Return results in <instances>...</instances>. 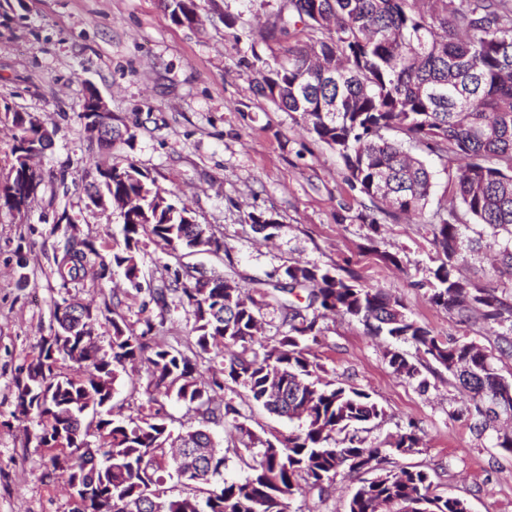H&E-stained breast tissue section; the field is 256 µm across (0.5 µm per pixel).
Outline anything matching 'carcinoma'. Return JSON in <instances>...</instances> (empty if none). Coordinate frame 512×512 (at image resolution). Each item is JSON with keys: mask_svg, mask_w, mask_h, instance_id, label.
<instances>
[{"mask_svg": "<svg viewBox=\"0 0 512 512\" xmlns=\"http://www.w3.org/2000/svg\"><path fill=\"white\" fill-rule=\"evenodd\" d=\"M163 4L174 23L193 26L198 0ZM298 24L309 39L288 47L283 60L261 62L260 90L279 110L299 115L342 158L350 185L393 215L422 214L433 186L432 168L409 149L459 162L451 202L430 221L438 261L433 279L413 286L426 289L428 300L457 322L494 337L497 351L433 335L407 316L398 297L333 268L293 262L258 299L227 280L222 287L198 279L188 286L176 268L152 299L164 304L167 294H181L196 355H222L223 379L206 384L186 354L150 343V319L136 335L117 312L121 302L95 310L112 328L103 351L84 335L86 305L64 298L55 305L58 328L16 378V388L20 411L39 419L38 446L60 449L68 481L101 486L72 512H290L301 488L322 499L343 470L370 474L359 480L348 512H470L466 500L435 493L427 471L396 465L403 449L420 444L416 424L365 445L361 433L383 419V409L361 388L322 380L321 366L309 358L308 342L317 341L329 312L414 347L413 356L391 349L386 359L419 388H427L422 370L431 364L447 371L469 395L457 417L491 432L494 447L512 454V430L499 428L502 419H512V378L502 374L504 360L512 358V294L471 287L456 276L464 252L479 245L465 238L471 220L494 235L508 233L497 272L512 278V0H288V14L270 37L286 36ZM12 122L19 131L15 163L0 195L9 209L19 207L38 178L22 158L47 137L22 112L12 113ZM96 173L86 184L88 198L133 203L122 216L123 243L100 264L97 279L119 270L127 289L141 291L137 251L145 234L175 250L224 249L213 234H195L186 223L187 206L135 165L116 162ZM253 223L267 239L279 228L262 212ZM88 251L94 248L86 241L66 248L57 261L62 286L86 273ZM271 301L284 328L278 336L264 335L261 327ZM60 359L76 364L79 374L57 371ZM138 362L147 366L148 412L124 417L114 412V383ZM231 384L245 390V404L298 421L296 430L273 438L254 433L239 421V408L213 402L211 394ZM171 395L198 414L199 427L173 433L162 402ZM211 423L237 431L234 453L245 475L224 477L227 457ZM177 449L194 457L197 474L184 477L174 467ZM173 477L186 488L215 477L222 485L203 499L171 497L166 482Z\"/></svg>", "mask_w": 512, "mask_h": 512, "instance_id": "obj_1", "label": "carcinoma"}]
</instances>
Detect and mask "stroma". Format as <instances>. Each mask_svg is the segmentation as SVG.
Returning <instances> with one entry per match:
<instances>
[{"label": "stroma", "mask_w": 512, "mask_h": 512, "mask_svg": "<svg viewBox=\"0 0 512 512\" xmlns=\"http://www.w3.org/2000/svg\"><path fill=\"white\" fill-rule=\"evenodd\" d=\"M202 22L189 28L171 21L162 0H0V189L13 162L16 130L7 111L26 113L50 134L53 146L34 162L41 182L24 208H0V512H71L73 500L60 464L38 447L40 430L17 406L15 379L56 328L54 301L75 297L94 307L122 289L121 275L98 281L100 261L112 254L118 215L89 206L83 191L91 162L131 163L176 193L196 221L208 225L224 250L213 254L173 252L142 238L139 263L157 287L167 267L184 272L205 267L241 287L265 288L271 275L292 262L353 272L367 288L398 296L407 314L433 334L464 336L492 346L476 326L458 324L432 305L417 283L435 266L430 225L418 218L384 214L382 203L351 189L342 159L257 89L260 60L283 57L306 40L302 28L275 39L268 31L284 0H200ZM233 26H225V19ZM93 86L131 140L92 141L79 104ZM271 215L276 237L257 232L252 217ZM70 221L57 223L60 214ZM91 238L82 280L62 284L55 258L68 240ZM375 250H367L368 241ZM498 247L484 237L482 249L458 266L461 279L512 293V280L495 275ZM396 255L400 266L386 262ZM120 313L140 332L151 319L161 340L187 349L191 328L179 295L166 307L147 293H124ZM311 351L323 378L369 392L385 418L367 435L375 445L407 422L419 427L417 451L404 467L430 472L437 493L465 499L470 512H512V454L478 436L454 412L467 394L447 372L428 374L427 389L393 373L385 358L392 341L341 317L323 321ZM147 374L120 376L113 404L122 415L146 406ZM225 401L243 406L233 387ZM245 423L263 437L285 435L295 423L258 405L243 406ZM357 477L339 473L325 499L295 495L291 512H347Z\"/></svg>", "instance_id": "stroma-1"}]
</instances>
